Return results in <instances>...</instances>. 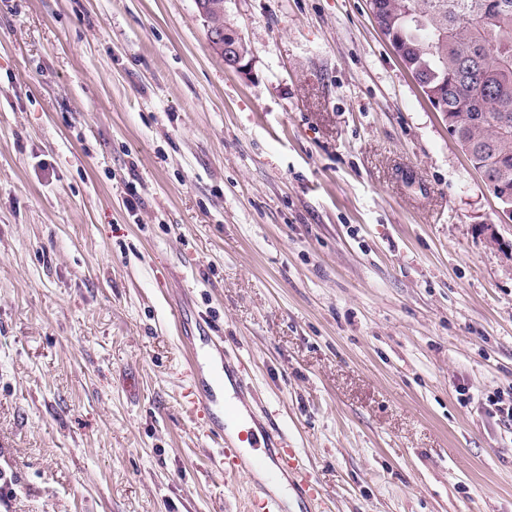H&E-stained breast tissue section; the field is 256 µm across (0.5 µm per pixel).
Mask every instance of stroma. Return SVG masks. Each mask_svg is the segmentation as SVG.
<instances>
[{"mask_svg": "<svg viewBox=\"0 0 512 512\" xmlns=\"http://www.w3.org/2000/svg\"><path fill=\"white\" fill-rule=\"evenodd\" d=\"M0 0V512H246L214 326L325 512H512V222L368 0ZM196 0L199 16L207 29L208 45L217 54L224 58V64L231 69L243 73L249 65L245 54L239 49L238 44L245 46L237 31L224 24L223 19L215 21L211 14V4L214 13L224 16V0ZM211 3V4H210ZM189 347L188 366L191 372V385L185 397V407L192 415L203 412L207 415L209 436L222 442L218 451V470L224 474H250L254 470L265 471L268 482L277 483L281 475L291 474L290 486L301 498L308 502L305 512H319L320 493L311 475L297 464V451L287 448V437L279 427L265 432L266 453L249 456L241 448L252 454V448H261L259 437L250 426V420L241 408L243 395L249 389L244 376V367H237L224 360V340L222 337L203 336L197 341L187 338ZM206 371V387H200L196 380L200 371ZM231 376L233 395L226 392L225 378ZM233 380V381H232ZM315 506L312 509V506Z\"/></svg>", "mask_w": 512, "mask_h": 512, "instance_id": "stroma-1", "label": "stroma"}]
</instances>
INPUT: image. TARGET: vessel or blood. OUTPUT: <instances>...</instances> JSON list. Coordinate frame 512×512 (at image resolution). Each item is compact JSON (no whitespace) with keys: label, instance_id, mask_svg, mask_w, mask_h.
<instances>
[{"label":"vessel or blood","instance_id":"1","mask_svg":"<svg viewBox=\"0 0 512 512\" xmlns=\"http://www.w3.org/2000/svg\"><path fill=\"white\" fill-rule=\"evenodd\" d=\"M188 366L193 380L185 395L188 413H205L209 436L221 441L218 469L224 474H249L264 470L269 484L282 475H291L290 486L309 505H316L320 493L311 475L299 468L297 451L290 448L280 428L257 436L241 407L248 389L242 367L224 359V341L216 336L189 339ZM265 447L264 455H254L257 447ZM253 512H284L283 501L265 488L250 491Z\"/></svg>","mask_w":512,"mask_h":512}]
</instances>
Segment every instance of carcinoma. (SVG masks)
Instances as JSON below:
<instances>
[{
    "mask_svg": "<svg viewBox=\"0 0 512 512\" xmlns=\"http://www.w3.org/2000/svg\"><path fill=\"white\" fill-rule=\"evenodd\" d=\"M421 88L448 96L450 134L512 197V0H373Z\"/></svg>",
    "mask_w": 512,
    "mask_h": 512,
    "instance_id": "cac0c4a2",
    "label": "carcinoma"
}]
</instances>
